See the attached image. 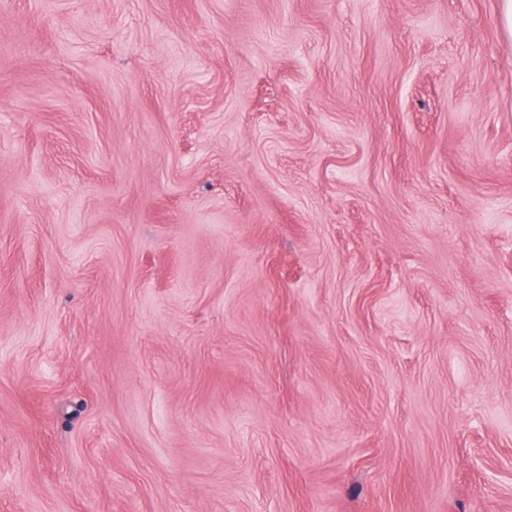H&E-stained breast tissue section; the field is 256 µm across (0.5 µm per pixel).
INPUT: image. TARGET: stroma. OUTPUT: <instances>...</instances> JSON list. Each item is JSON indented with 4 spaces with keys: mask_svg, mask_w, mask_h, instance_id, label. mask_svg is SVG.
<instances>
[{
    "mask_svg": "<svg viewBox=\"0 0 512 512\" xmlns=\"http://www.w3.org/2000/svg\"><path fill=\"white\" fill-rule=\"evenodd\" d=\"M0 512H512L500 0H0Z\"/></svg>",
    "mask_w": 512,
    "mask_h": 512,
    "instance_id": "35a3bbf8",
    "label": "stroma"
}]
</instances>
